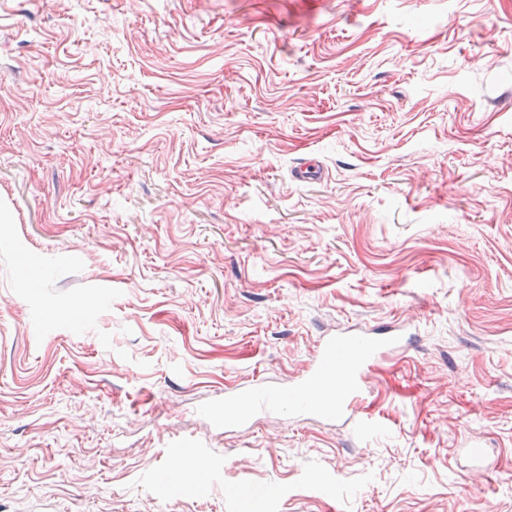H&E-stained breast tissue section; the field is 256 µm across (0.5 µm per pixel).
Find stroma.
<instances>
[{
    "instance_id": "obj_1",
    "label": "stroma",
    "mask_w": 512,
    "mask_h": 512,
    "mask_svg": "<svg viewBox=\"0 0 512 512\" xmlns=\"http://www.w3.org/2000/svg\"><path fill=\"white\" fill-rule=\"evenodd\" d=\"M0 512H512V0H0ZM389 348L407 349L396 336L343 332L323 337L310 374L301 386L289 388L281 403L288 408H305L308 414L353 417L368 393V371ZM255 395L250 390H243L224 398V422L239 424L253 411Z\"/></svg>"
}]
</instances>
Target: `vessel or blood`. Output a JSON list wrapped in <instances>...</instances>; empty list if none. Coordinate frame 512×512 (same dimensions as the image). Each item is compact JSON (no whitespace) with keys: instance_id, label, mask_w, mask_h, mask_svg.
I'll return each instance as SVG.
<instances>
[{"instance_id":"1","label":"vessel or blood","mask_w":512,"mask_h":512,"mask_svg":"<svg viewBox=\"0 0 512 512\" xmlns=\"http://www.w3.org/2000/svg\"><path fill=\"white\" fill-rule=\"evenodd\" d=\"M397 337L347 332L320 340L311 371L301 386L290 388L284 405L314 415L354 416L368 393L367 373L386 349L400 348ZM255 396L243 390L224 399V421L238 424L253 411Z\"/></svg>"}]
</instances>
